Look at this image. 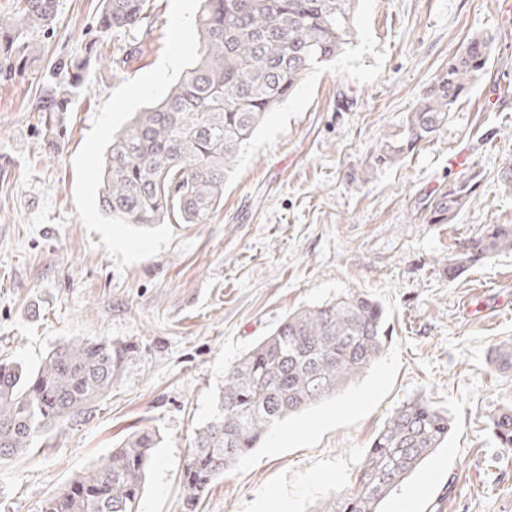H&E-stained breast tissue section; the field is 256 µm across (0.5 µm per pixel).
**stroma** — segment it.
I'll return each mask as SVG.
<instances>
[{"label": "stroma", "instance_id": "35a3bbf8", "mask_svg": "<svg viewBox=\"0 0 512 512\" xmlns=\"http://www.w3.org/2000/svg\"><path fill=\"white\" fill-rule=\"evenodd\" d=\"M102 0H58L40 54L0 80V356L39 365L69 340L133 343L110 394L38 451L0 462V512H41L83 469L138 430L153 451L139 512H184L180 474L224 371L288 313L348 291L379 301L389 341L335 396L278 424L205 493L200 512H310L344 489L385 420L416 397L453 429L383 512H512V451L487 429L512 405V373L489 355L512 339V251L449 278L441 260L487 224H512L499 172L512 163V14L503 0H357L341 53L269 113L208 224H116L96 173L112 135L163 97L199 54L175 32L174 0L143 27L97 36ZM495 37L486 73L433 135L394 164L373 158L448 60ZM92 65L55 147L35 104L86 53ZM462 167H453L455 157ZM482 176L446 224L425 206Z\"/></svg>", "mask_w": 512, "mask_h": 512}]
</instances>
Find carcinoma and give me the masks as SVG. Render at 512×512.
I'll list each match as a JSON object with an SVG mask.
<instances>
[{"instance_id": "obj_1", "label": "carcinoma", "mask_w": 512, "mask_h": 512, "mask_svg": "<svg viewBox=\"0 0 512 512\" xmlns=\"http://www.w3.org/2000/svg\"><path fill=\"white\" fill-rule=\"evenodd\" d=\"M194 67L156 104L138 112L110 145L99 173V203L120 224H207L224 200V182L266 114L308 73L331 61L351 35L356 0H202ZM103 35L124 34L149 18L151 0H102ZM57 0H16L0 15V75H22L37 53L32 33L56 19ZM494 37L467 41L406 118L407 135L387 141L375 163L392 162L448 119L486 70ZM90 58L65 64L69 79L39 97L44 137L53 145ZM477 174L465 172L426 204L430 224H445L474 197ZM503 250L512 225L490 224L445 258L449 276ZM386 313L372 297L341 294L288 314L227 368L210 420L196 433L181 474L186 512L275 425L362 374L386 347ZM132 353L126 342L71 340L38 367L0 360V460L33 451L105 396ZM492 365L512 369V345L494 349ZM502 448H512V408L489 416ZM448 412L425 400L402 404L367 448L349 486L314 512H382V503L448 442ZM159 443L136 432L107 460L77 473L44 501L42 512H137Z\"/></svg>"}]
</instances>
